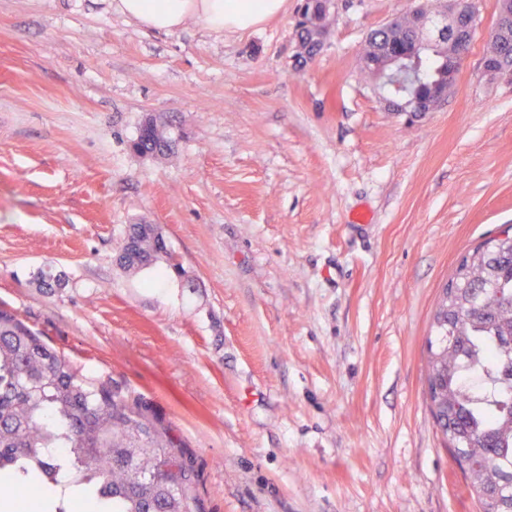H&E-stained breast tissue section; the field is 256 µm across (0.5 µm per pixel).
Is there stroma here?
<instances>
[{
	"label": "stroma",
	"instance_id": "1",
	"mask_svg": "<svg viewBox=\"0 0 512 512\" xmlns=\"http://www.w3.org/2000/svg\"><path fill=\"white\" fill-rule=\"evenodd\" d=\"M420 2L333 0L299 67L301 0L168 33L110 0H0V306L172 425L204 512H479L426 338L462 258L512 225V83L482 74L479 0L447 101L388 111L362 44ZM149 114L179 137L166 159L128 148ZM132 224L184 277L120 269Z\"/></svg>",
	"mask_w": 512,
	"mask_h": 512
}]
</instances>
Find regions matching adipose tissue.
Here are the masks:
<instances>
[{
    "mask_svg": "<svg viewBox=\"0 0 512 512\" xmlns=\"http://www.w3.org/2000/svg\"><path fill=\"white\" fill-rule=\"evenodd\" d=\"M285 0H114L115 12L154 31L198 19L213 30L247 31L280 14Z\"/></svg>",
    "mask_w": 512,
    "mask_h": 512,
    "instance_id": "1",
    "label": "adipose tissue"
}]
</instances>
